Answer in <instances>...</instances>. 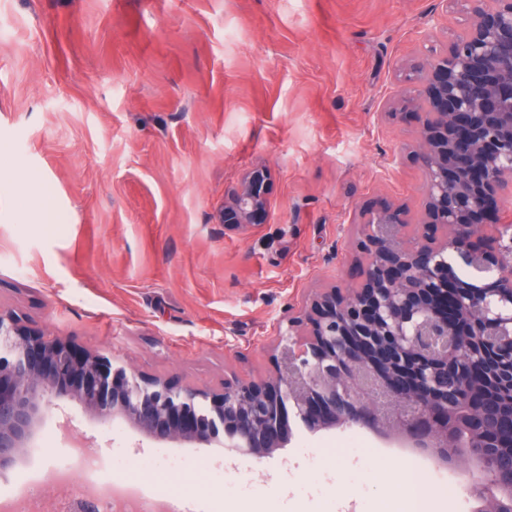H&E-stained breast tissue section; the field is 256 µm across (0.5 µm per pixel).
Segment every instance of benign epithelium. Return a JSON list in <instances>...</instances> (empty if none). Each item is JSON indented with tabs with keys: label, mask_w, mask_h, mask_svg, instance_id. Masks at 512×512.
Instances as JSON below:
<instances>
[{
	"label": "benign epithelium",
	"mask_w": 512,
	"mask_h": 512,
	"mask_svg": "<svg viewBox=\"0 0 512 512\" xmlns=\"http://www.w3.org/2000/svg\"><path fill=\"white\" fill-rule=\"evenodd\" d=\"M471 23L410 64L425 175L413 223L384 203L358 213L359 287L288 315L274 375L211 392L127 372L100 351L0 310V474L35 446L45 415L79 403L152 441L266 456L308 431L360 427L452 467L471 462L472 512H512V225L475 215L512 196V0H463ZM269 175L247 172L224 223L258 224Z\"/></svg>",
	"instance_id": "benign-epithelium-1"
}]
</instances>
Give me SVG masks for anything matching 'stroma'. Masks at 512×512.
Wrapping results in <instances>:
<instances>
[{
  "instance_id": "1",
  "label": "stroma",
  "mask_w": 512,
  "mask_h": 512,
  "mask_svg": "<svg viewBox=\"0 0 512 512\" xmlns=\"http://www.w3.org/2000/svg\"><path fill=\"white\" fill-rule=\"evenodd\" d=\"M470 21L443 0H0V310L128 371L218 391L268 374L289 309L353 289L360 208L417 217L421 136L382 113L407 65ZM253 169L260 224L224 222ZM99 446L74 488L135 484L192 512H379L407 467L442 512H470L466 463L365 429H295L256 457L152 442L71 405ZM48 412L39 456L0 498L63 469Z\"/></svg>"
}]
</instances>
